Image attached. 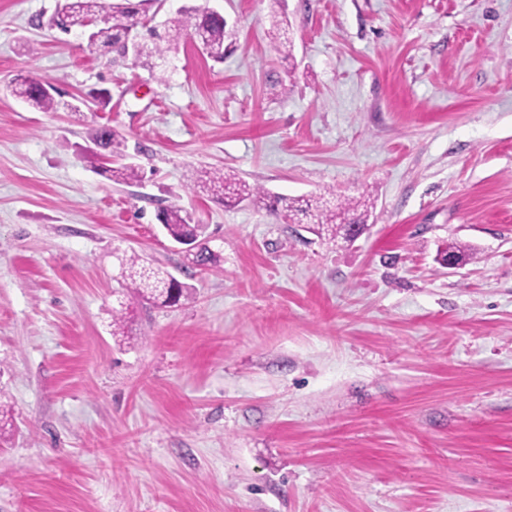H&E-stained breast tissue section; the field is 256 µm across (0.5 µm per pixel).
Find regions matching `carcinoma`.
Instances as JSON below:
<instances>
[{
  "label": "carcinoma",
  "mask_w": 512,
  "mask_h": 512,
  "mask_svg": "<svg viewBox=\"0 0 512 512\" xmlns=\"http://www.w3.org/2000/svg\"><path fill=\"white\" fill-rule=\"evenodd\" d=\"M72 6L83 17L102 16L98 42L104 47L112 48L119 57H127L125 47L129 40L141 41L143 51L137 59L145 60L148 65L163 58L171 46L186 38L194 39L210 58L222 61L226 50L225 41L234 38V32L227 28L224 17L206 8L189 9L171 25L153 26L144 23L140 15V4L133 0H112L106 12L103 11L100 0H73ZM12 92L38 111L52 112L57 109L58 101L55 97L43 89V86L27 78L17 79ZM91 137L92 141L102 145L112 157L125 155L123 141L117 139L110 129L96 128ZM100 173L114 183L127 185L137 184L144 177L141 167L132 163L113 162L109 166L100 167ZM193 183L194 189L221 198L228 207L249 203L278 213L297 224H316L320 234L330 243L339 238L348 240L351 226L365 223L371 208L366 199L332 205L322 195L313 199L269 196L261 188L248 184L236 174L221 170H201L195 175ZM158 219L163 222V227L171 239L198 243V250L190 253L194 266L206 269L218 261V255L209 246L203 225L189 223L178 209L162 211L158 214ZM126 287L140 298L169 307L192 296L191 288L176 280L168 271L146 266L134 255L126 259Z\"/></svg>",
  "instance_id": "cac0c4a2"
}]
</instances>
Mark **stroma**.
Segmentation results:
<instances>
[{"label": "stroma", "mask_w": 512, "mask_h": 512, "mask_svg": "<svg viewBox=\"0 0 512 512\" xmlns=\"http://www.w3.org/2000/svg\"><path fill=\"white\" fill-rule=\"evenodd\" d=\"M55 4L0 0V512H512V0H163L156 23L196 5L235 37L160 70L50 27ZM100 126L142 183L96 172ZM201 169L374 208L332 245L193 191ZM451 241L474 259L441 265ZM131 254L192 298H134ZM12 92L38 111L52 112L57 109L55 97L27 78L17 79ZM91 139L104 147L106 153L112 155V158L123 157L125 155V145L123 141L118 140L115 134L108 128L99 127L92 131ZM180 212L178 209H166L158 214V219L163 222V227L172 240L199 242L198 250L187 256L194 266L202 269L211 267L218 261L219 256L209 246L205 227L203 224H190Z\"/></svg>", "instance_id": "1"}]
</instances>
